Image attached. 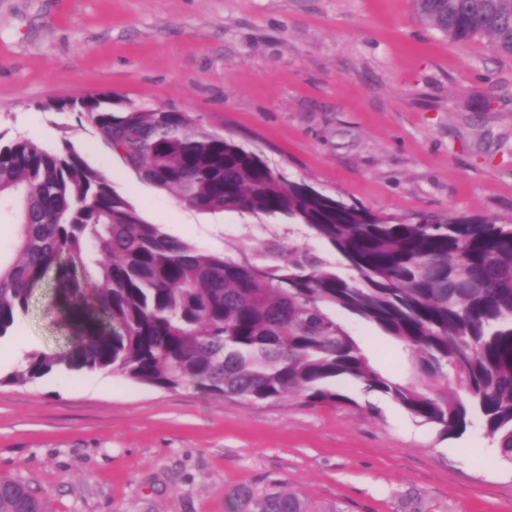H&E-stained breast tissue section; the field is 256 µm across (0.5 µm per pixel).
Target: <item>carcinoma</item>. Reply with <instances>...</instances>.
I'll list each match as a JSON object with an SVG mask.
<instances>
[{
	"label": "carcinoma",
	"instance_id": "1",
	"mask_svg": "<svg viewBox=\"0 0 512 512\" xmlns=\"http://www.w3.org/2000/svg\"><path fill=\"white\" fill-rule=\"evenodd\" d=\"M415 16L455 43L483 35L512 54V0H412ZM85 117L135 176L200 211L280 216L307 228L354 272L306 247L236 237L212 253L146 222L67 140L0 145V206L19 224L0 261V338L52 277L53 305L74 339L38 351L5 382L55 370L109 371L135 383L187 386L245 404L345 399L352 381L388 395L448 436L482 422L512 461V224L450 214L394 223L290 181L189 112L126 106L110 94L53 105ZM249 262L241 263L238 257ZM376 325L407 354L416 381L382 375L336 321ZM235 512H343L298 492L233 494ZM0 512H50L0 479Z\"/></svg>",
	"mask_w": 512,
	"mask_h": 512
}]
</instances>
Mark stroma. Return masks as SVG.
Returning a JSON list of instances; mask_svg holds the SVG:
<instances>
[{"instance_id":"1","label":"stroma","mask_w":512,"mask_h":512,"mask_svg":"<svg viewBox=\"0 0 512 512\" xmlns=\"http://www.w3.org/2000/svg\"><path fill=\"white\" fill-rule=\"evenodd\" d=\"M95 93L192 113L288 179L394 222H512V54L448 41L411 0H0V139L70 141L169 236L213 252L277 237L338 267L303 226L191 209L138 180L85 118L52 108ZM52 294L37 289L10 341L66 348ZM336 320L382 374L411 378L376 327ZM15 368L0 363V477L52 512H230L243 487L343 512H512V462L480 424L444 437L355 383L336 402L245 404L108 372L12 385Z\"/></svg>"}]
</instances>
